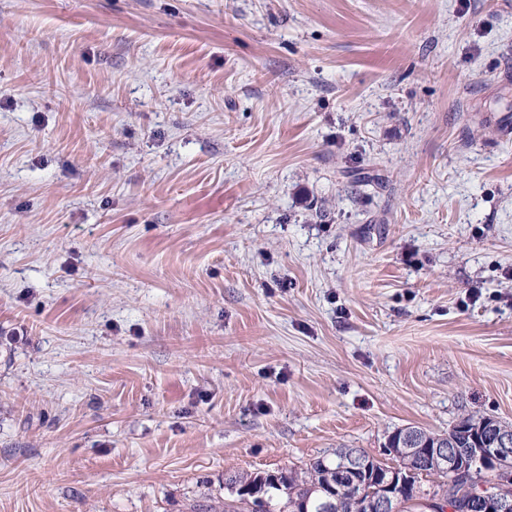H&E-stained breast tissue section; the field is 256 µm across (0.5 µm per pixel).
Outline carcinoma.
<instances>
[{"mask_svg":"<svg viewBox=\"0 0 512 512\" xmlns=\"http://www.w3.org/2000/svg\"><path fill=\"white\" fill-rule=\"evenodd\" d=\"M490 419V415H468L448 430L459 456L467 455L470 448L480 447L471 440V432ZM353 453L368 460L373 470L383 473L390 468V465L360 449L335 448L314 458L300 471L286 469L276 476L265 472L231 475L227 484L236 490L234 499L209 498L194 505L191 512H302L304 501L308 512H364V501L380 493L377 482L360 475L357 481L338 488L335 496L329 495V480L336 478V471ZM397 459L403 476L393 488L398 512H480L471 494L473 485L466 480L452 479V475L442 471L428 456L427 449L401 453ZM425 477L437 480L436 489H423L421 481ZM450 480L453 486L449 488V499L440 506L436 495Z\"/></svg>","mask_w":512,"mask_h":512,"instance_id":"carcinoma-1","label":"carcinoma"}]
</instances>
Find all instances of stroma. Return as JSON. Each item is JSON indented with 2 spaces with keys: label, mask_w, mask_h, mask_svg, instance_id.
Masks as SVG:
<instances>
[{
  "label": "stroma",
  "mask_w": 512,
  "mask_h": 512,
  "mask_svg": "<svg viewBox=\"0 0 512 512\" xmlns=\"http://www.w3.org/2000/svg\"><path fill=\"white\" fill-rule=\"evenodd\" d=\"M512 425V0H0V512H189Z\"/></svg>",
  "instance_id": "35a3bbf8"
}]
</instances>
